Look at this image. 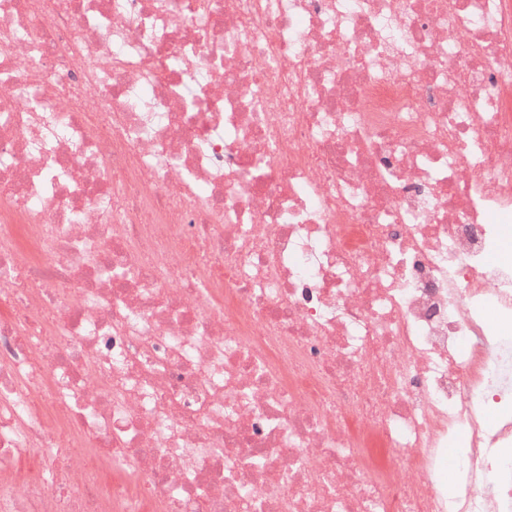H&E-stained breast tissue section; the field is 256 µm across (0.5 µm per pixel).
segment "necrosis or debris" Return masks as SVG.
I'll return each instance as SVG.
<instances>
[{
    "label": "necrosis or debris",
    "instance_id": "necrosis-or-debris-1",
    "mask_svg": "<svg viewBox=\"0 0 512 512\" xmlns=\"http://www.w3.org/2000/svg\"><path fill=\"white\" fill-rule=\"evenodd\" d=\"M511 223L512 0H0V512H512Z\"/></svg>",
    "mask_w": 512,
    "mask_h": 512
}]
</instances>
